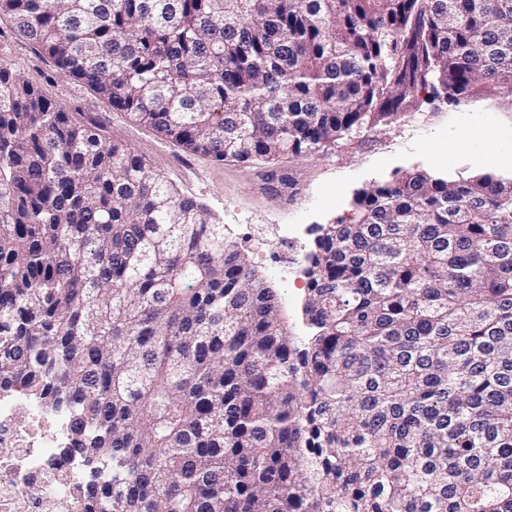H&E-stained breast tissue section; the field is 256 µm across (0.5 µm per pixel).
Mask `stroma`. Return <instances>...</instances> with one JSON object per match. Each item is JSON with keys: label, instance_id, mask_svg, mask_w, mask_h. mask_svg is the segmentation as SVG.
<instances>
[{"label": "stroma", "instance_id": "35a3bbf8", "mask_svg": "<svg viewBox=\"0 0 512 512\" xmlns=\"http://www.w3.org/2000/svg\"><path fill=\"white\" fill-rule=\"evenodd\" d=\"M1 62L36 82L60 109L88 113L105 125L114 141L216 215L226 237L279 294L283 321L299 342L307 334L302 308L312 231L347 213L356 190L399 169L512 176V101L504 95L439 112H412L336 146L282 157L275 166L287 174L288 184L273 189L257 168L187 152L128 120L89 86L59 73L48 56L17 42L3 22Z\"/></svg>", "mask_w": 512, "mask_h": 512}]
</instances>
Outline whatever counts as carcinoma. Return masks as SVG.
Instances as JSON below:
<instances>
[{"label": "carcinoma", "instance_id": "obj_1", "mask_svg": "<svg viewBox=\"0 0 512 512\" xmlns=\"http://www.w3.org/2000/svg\"><path fill=\"white\" fill-rule=\"evenodd\" d=\"M113 110L270 164L512 94V0H0ZM309 336L196 199L0 66V388L84 512H512V178L397 170L314 229Z\"/></svg>", "mask_w": 512, "mask_h": 512}]
</instances>
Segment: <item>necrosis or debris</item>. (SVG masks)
Here are the masks:
<instances>
[{
  "instance_id": "necrosis-or-debris-1",
  "label": "necrosis or debris",
  "mask_w": 512,
  "mask_h": 512,
  "mask_svg": "<svg viewBox=\"0 0 512 512\" xmlns=\"http://www.w3.org/2000/svg\"><path fill=\"white\" fill-rule=\"evenodd\" d=\"M68 417L0 389V512H83L81 462L61 453Z\"/></svg>"
}]
</instances>
